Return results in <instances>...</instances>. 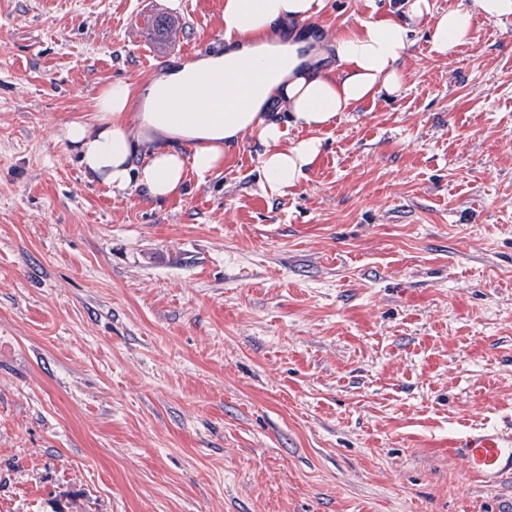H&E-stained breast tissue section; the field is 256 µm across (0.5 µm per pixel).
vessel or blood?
I'll use <instances>...</instances> for the list:
<instances>
[{"instance_id":"1","label":"vessel or blood","mask_w":512,"mask_h":512,"mask_svg":"<svg viewBox=\"0 0 512 512\" xmlns=\"http://www.w3.org/2000/svg\"><path fill=\"white\" fill-rule=\"evenodd\" d=\"M449 446L483 485L492 487L512 477V428H476L451 440Z\"/></svg>"}]
</instances>
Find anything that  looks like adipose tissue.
<instances>
[{"label": "adipose tissue", "mask_w": 512, "mask_h": 512, "mask_svg": "<svg viewBox=\"0 0 512 512\" xmlns=\"http://www.w3.org/2000/svg\"><path fill=\"white\" fill-rule=\"evenodd\" d=\"M322 8L323 0H224L223 50L136 87L110 83L95 100L97 123L66 125L84 175L114 193L134 184L151 199L171 200L189 178L206 181L225 151L251 138L262 148V190L283 194L318 160L322 130L363 103L400 93L416 26L426 24L433 51L448 55L470 43L476 19L512 17V0H469L439 13L430 0H397L390 14L328 36L303 27ZM199 85L212 95L184 112L161 111ZM288 126L304 138L285 143Z\"/></svg>", "instance_id": "1"}]
</instances>
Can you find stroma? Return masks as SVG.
<instances>
[{"instance_id":"35a3bbf8","label":"stroma","mask_w":512,"mask_h":512,"mask_svg":"<svg viewBox=\"0 0 512 512\" xmlns=\"http://www.w3.org/2000/svg\"><path fill=\"white\" fill-rule=\"evenodd\" d=\"M223 7L0 0V512H512L448 446L512 421V19L416 32L281 195L250 139L164 203L88 181L65 124Z\"/></svg>"}]
</instances>
